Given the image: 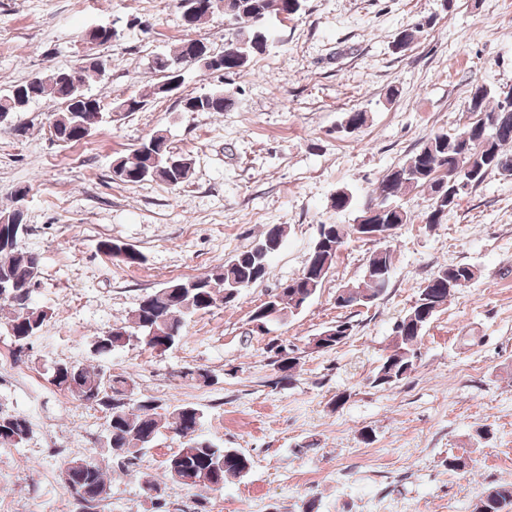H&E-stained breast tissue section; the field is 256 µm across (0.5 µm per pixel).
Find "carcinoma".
Segmentation results:
<instances>
[{
    "label": "carcinoma",
    "mask_w": 512,
    "mask_h": 512,
    "mask_svg": "<svg viewBox=\"0 0 512 512\" xmlns=\"http://www.w3.org/2000/svg\"><path fill=\"white\" fill-rule=\"evenodd\" d=\"M204 8L191 12L190 0H180L183 8L182 18L186 24L196 26L206 19L217 5L224 8V16L235 25L231 38L243 44L240 53L218 54L224 72L234 73L244 68L249 59L263 53L267 45L254 42L255 27L259 18L270 4L276 2L279 12L288 16L302 10L304 0H244V8H236L235 0H204ZM433 19L424 18L412 27L398 33L393 49L403 52L417 37L432 27ZM191 41L185 40L172 54H157L152 59V68L170 79L177 61L189 57ZM111 60L97 58V62L75 70L81 83H86L89 72L99 75L107 70ZM62 71L54 72L49 79H38L37 85L27 93L26 103L51 97L62 101L65 109L52 120L51 133L58 141L75 143L83 140L78 134L80 113L73 109L75 93L66 87L61 79ZM512 97L508 92L498 91L478 85L472 91L471 99L478 100V113L486 115V120L497 124H469L454 133L436 132L430 136L419 150L411 154L402 164L390 169L379 181L375 189L378 206L383 209L380 223H413L412 215L395 202L403 194L417 188L429 190V208L425 213V223L440 224L448 212L459 205L460 196L448 198V187L440 186L435 173L451 166L452 170L470 185L484 181L486 176L496 172L512 177V167H499L495 161L512 162V154L506 148L512 146V109L505 110L503 97ZM231 105L224 96V90L216 89L208 93L192 96L183 100L186 112H222ZM171 153L168 140L156 132L135 149L130 157H118L112 161V171L120 173L122 183L156 181L170 187L186 182L192 173V160L181 156V165L172 167L168 163ZM336 230L334 224H321L318 228L320 239L315 241L318 251H312L302 273L294 279L296 287L283 288L273 295L275 311L291 312L304 308L321 289L329 270L336 260V249L322 244L321 237L326 231ZM285 237V227L281 224L270 226L264 233V239L257 245L234 255L224 264L213 268L206 276L186 280L175 279L152 292L154 303L146 308L138 304L126 318L125 325L110 329L95 337L93 352L99 356L108 355L112 350L133 339L139 340L149 350L164 353L182 336L187 316L207 311L214 306L217 298L224 305L238 300L232 292L261 281L268 273L269 256L262 252L265 238ZM98 249L106 255L122 258L127 265L143 262V255L127 248L122 252L121 245L110 240L99 242ZM392 265L390 252L381 249L374 252L367 263L366 271L360 282L348 286L345 291L351 294V304H367L368 295H376L383 287L377 279V270L382 267L390 270ZM455 275L469 284L475 279V271L469 265H456L440 269L429 280L428 287L422 289L417 301L428 297L429 319L421 327L401 333L397 331L406 323L407 315L416 310L412 306L406 315L394 324L392 329L391 353L384 359L374 376L373 384L391 386L406 379L414 367L416 345L420 341L424 327L437 314V308L448 301V276ZM41 267L37 265V255L22 251L19 247L0 244V286L11 290L13 286H29L24 294H17L11 300L0 299V311H10V317L3 323L6 334L17 343L37 333L48 317V312L34 305L30 286L38 284ZM279 375L275 384L290 385L294 381L297 357H278L274 360ZM49 381L61 391H66L83 403L95 404L108 414L107 447L117 459L118 467L128 469L137 465L144 450L154 446L164 429H172L186 442L172 452L165 460V470L169 479L176 485L190 488L221 490L231 479L244 476L251 466V460L235 448H226L221 443L196 435L200 427L201 414L192 405H177L172 411L160 414L150 399H133L135 380L122 374H107L104 371L80 363H58L51 369ZM30 433V422L20 412L0 410V445L18 446L23 444ZM62 479L78 496L83 512H97L101 501L105 499L107 476L103 469L92 461L72 460L62 471ZM473 512H512V482L494 484L486 488L473 505Z\"/></svg>",
    "instance_id": "carcinoma-1"
}]
</instances>
